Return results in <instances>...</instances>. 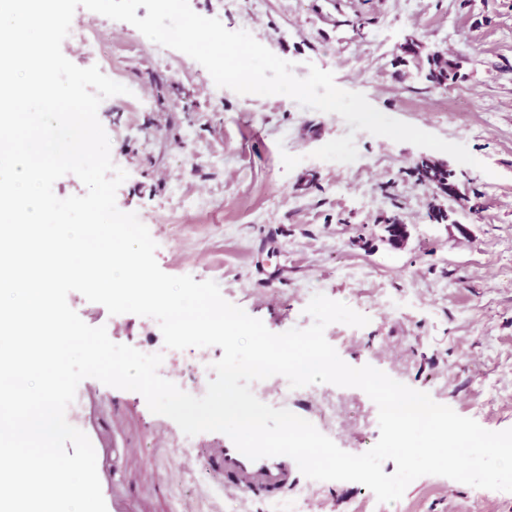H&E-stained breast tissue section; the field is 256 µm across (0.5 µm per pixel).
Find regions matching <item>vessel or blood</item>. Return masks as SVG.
<instances>
[{
    "mask_svg": "<svg viewBox=\"0 0 512 512\" xmlns=\"http://www.w3.org/2000/svg\"><path fill=\"white\" fill-rule=\"evenodd\" d=\"M87 399V394L79 395L80 408L69 422L88 435L95 449L107 512H152L150 503L135 497L128 485L127 473L132 458L128 449L117 447L113 441L122 428L121 422H114L103 431L95 428L85 419L83 406ZM207 463L219 481L221 493L244 501L276 499L299 482L292 458L276 456L253 461L231 443L209 449Z\"/></svg>",
    "mask_w": 512,
    "mask_h": 512,
    "instance_id": "1",
    "label": "vessel or blood"
}]
</instances>
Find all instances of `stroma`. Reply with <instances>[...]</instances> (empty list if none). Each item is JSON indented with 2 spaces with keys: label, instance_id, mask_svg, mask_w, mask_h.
<instances>
[{
  "label": "stroma",
  "instance_id": "obj_1",
  "mask_svg": "<svg viewBox=\"0 0 512 512\" xmlns=\"http://www.w3.org/2000/svg\"><path fill=\"white\" fill-rule=\"evenodd\" d=\"M197 14L231 31L247 30L276 56L332 72L336 85L365 95L383 114L465 145L480 167L455 164L471 206L455 204L456 221L427 217L431 195L408 173L424 148L365 131L342 117L301 107L284 95L220 99L201 89L206 69L186 54L164 63L127 22L77 8L73 26L113 35L104 53L120 82L150 98L134 111L125 96L102 101L98 119L113 163L128 177L119 210L136 213L157 244L160 269L215 281L225 300L282 333L309 327L305 311L322 293L369 317L364 327L330 324L325 334L353 367L373 366L430 394L484 429L512 428V0H418V20L402 0H189ZM444 49L462 62L451 86L427 82L415 65L394 59L406 39ZM353 134L358 157L314 158L327 142ZM210 198L201 212L177 210L178 197ZM400 215L407 236L388 240L385 221ZM69 306L89 326L143 351L163 345L159 325L134 314L112 319L82 294ZM99 395L96 418L112 419L120 400L118 447L136 463L129 482L155 512H274L275 502L220 496L203 463L182 470L152 447L192 442L197 454L224 445L220 432L185 436L152 413L134 391L82 381ZM347 420L336 444L357 454L378 440L368 426L377 413L361 390L337 393ZM319 512H372L364 491L328 482L310 489ZM379 512H512V492L474 487L443 476L412 481Z\"/></svg>",
  "mask_w": 512,
  "mask_h": 512
}]
</instances>
